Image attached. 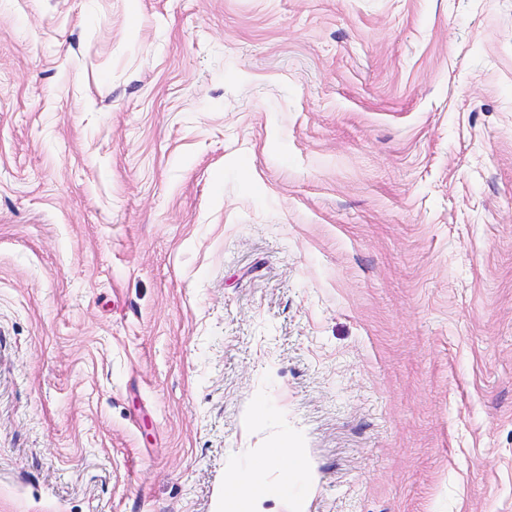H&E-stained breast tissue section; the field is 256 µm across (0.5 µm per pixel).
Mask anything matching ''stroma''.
Instances as JSON below:
<instances>
[{
	"label": "stroma",
	"mask_w": 512,
	"mask_h": 512,
	"mask_svg": "<svg viewBox=\"0 0 512 512\" xmlns=\"http://www.w3.org/2000/svg\"><path fill=\"white\" fill-rule=\"evenodd\" d=\"M243 471L512 512V0H0V512ZM257 467H280L283 472V486L288 490V484L291 483L297 473L306 468L304 460L293 456L288 448H268L263 456L257 461Z\"/></svg>",
	"instance_id": "stroma-1"
}]
</instances>
